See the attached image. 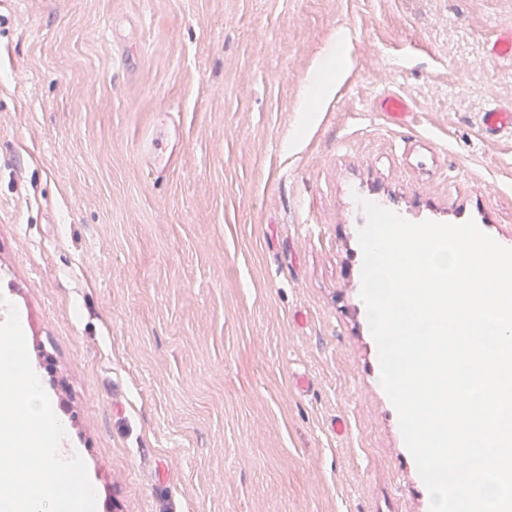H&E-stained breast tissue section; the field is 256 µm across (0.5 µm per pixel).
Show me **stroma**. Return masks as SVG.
<instances>
[{
  "label": "stroma",
  "instance_id": "1",
  "mask_svg": "<svg viewBox=\"0 0 512 512\" xmlns=\"http://www.w3.org/2000/svg\"><path fill=\"white\" fill-rule=\"evenodd\" d=\"M509 30L512 0H0V296L97 512H430L359 202L512 248V137L477 125L512 105ZM159 112L163 179L137 152ZM347 41V35L339 32L329 47L327 48L323 60L316 74L309 81L306 88V99L316 101L320 97L326 95L331 90V85L324 81L323 74L326 72H336L347 62V55L344 47ZM383 115L390 121L399 123L407 118L410 106L406 99L397 95H389L381 103Z\"/></svg>",
  "mask_w": 512,
  "mask_h": 512
}]
</instances>
